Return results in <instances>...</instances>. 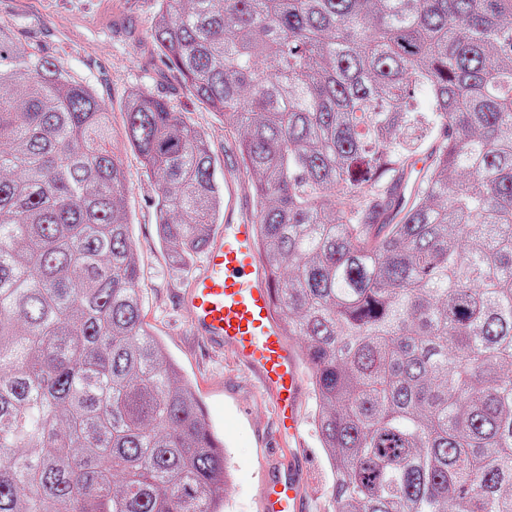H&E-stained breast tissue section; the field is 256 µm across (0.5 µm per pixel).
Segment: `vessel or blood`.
I'll use <instances>...</instances> for the list:
<instances>
[{"label": "vessel or blood", "instance_id": "1", "mask_svg": "<svg viewBox=\"0 0 512 512\" xmlns=\"http://www.w3.org/2000/svg\"><path fill=\"white\" fill-rule=\"evenodd\" d=\"M179 304L191 336L253 376L273 413L272 447L279 452L303 447L305 370L275 314V284L258 249L253 206L237 199L232 183L224 185V222L180 292ZM262 477L266 512H306L300 459L266 468Z\"/></svg>", "mask_w": 512, "mask_h": 512}]
</instances>
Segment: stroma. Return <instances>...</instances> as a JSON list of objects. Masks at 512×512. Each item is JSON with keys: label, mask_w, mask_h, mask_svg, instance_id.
Here are the masks:
<instances>
[{"label": "stroma", "mask_w": 512, "mask_h": 512, "mask_svg": "<svg viewBox=\"0 0 512 512\" xmlns=\"http://www.w3.org/2000/svg\"><path fill=\"white\" fill-rule=\"evenodd\" d=\"M154 15V0H0V22L11 28L17 45L40 49L88 84L111 110L114 134L122 132L127 95L143 89L208 133L221 168L238 166L234 139L154 51L149 38ZM118 153L129 182L124 205L134 224L144 319L179 363L224 443L231 473L224 512H261V473L275 460L272 413L255 395L248 374L190 336L177 303L188 273L169 261L158 242L155 184L133 151L122 147ZM315 408L314 390L306 388L303 497L309 512H330L332 477L313 425Z\"/></svg>", "instance_id": "35a3bbf8"}]
</instances>
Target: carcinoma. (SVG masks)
<instances>
[{
	"instance_id": "cac0c4a2",
	"label": "carcinoma",
	"mask_w": 512,
	"mask_h": 512,
	"mask_svg": "<svg viewBox=\"0 0 512 512\" xmlns=\"http://www.w3.org/2000/svg\"><path fill=\"white\" fill-rule=\"evenodd\" d=\"M157 3L159 57L238 143L333 512H512V0ZM123 115L184 267L224 217L207 136L142 89ZM126 190L109 109L0 25V512L222 510Z\"/></svg>"
}]
</instances>
